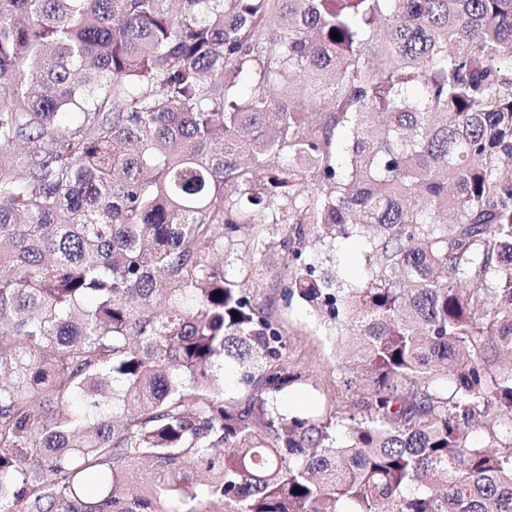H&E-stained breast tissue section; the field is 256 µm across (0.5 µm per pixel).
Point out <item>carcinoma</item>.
I'll return each mask as SVG.
<instances>
[{
	"instance_id": "cac0c4a2",
	"label": "carcinoma",
	"mask_w": 512,
	"mask_h": 512,
	"mask_svg": "<svg viewBox=\"0 0 512 512\" xmlns=\"http://www.w3.org/2000/svg\"><path fill=\"white\" fill-rule=\"evenodd\" d=\"M277 235L364 376L342 438L275 404ZM506 360L512 0H0V512H512ZM240 240L227 257V252L224 248V269L229 274H241L246 267L258 258V255H255L252 250L248 234H243ZM336 251V268L351 282L362 280L367 265L364 244L357 238L338 239ZM250 391V387L242 382L237 367L234 364H226L224 367V403L244 402Z\"/></svg>"
}]
</instances>
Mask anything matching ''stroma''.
I'll list each match as a JSON object with an SVG mask.
<instances>
[{"label":"stroma","mask_w":512,"mask_h":512,"mask_svg":"<svg viewBox=\"0 0 512 512\" xmlns=\"http://www.w3.org/2000/svg\"><path fill=\"white\" fill-rule=\"evenodd\" d=\"M282 286V279L270 277L256 294L258 302H273L274 322L285 342L280 368L292 381L279 393L278 407L292 416L330 420L349 409L363 384L322 316L299 298L281 300Z\"/></svg>","instance_id":"stroma-1"}]
</instances>
